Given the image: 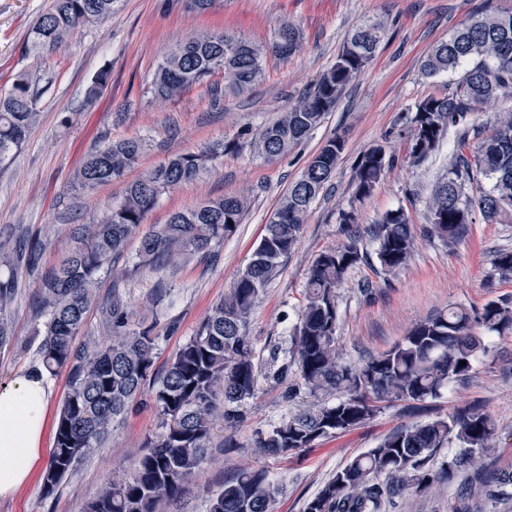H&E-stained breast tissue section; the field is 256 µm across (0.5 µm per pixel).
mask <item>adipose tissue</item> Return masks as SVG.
<instances>
[{
    "mask_svg": "<svg viewBox=\"0 0 512 512\" xmlns=\"http://www.w3.org/2000/svg\"><path fill=\"white\" fill-rule=\"evenodd\" d=\"M51 398L52 387L39 370L0 384V498L20 491L41 460Z\"/></svg>",
    "mask_w": 512,
    "mask_h": 512,
    "instance_id": "ef3b65f1",
    "label": "adipose tissue"
}]
</instances>
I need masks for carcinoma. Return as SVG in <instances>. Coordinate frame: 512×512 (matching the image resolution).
Here are the masks:
<instances>
[{
  "instance_id": "1",
  "label": "carcinoma",
  "mask_w": 512,
  "mask_h": 512,
  "mask_svg": "<svg viewBox=\"0 0 512 512\" xmlns=\"http://www.w3.org/2000/svg\"><path fill=\"white\" fill-rule=\"evenodd\" d=\"M118 0H52L29 30L27 51L42 60L60 52L82 29L112 17ZM217 0H174L188 12L204 14ZM381 20L365 21L344 40L333 64L311 89L290 104L255 140V153L276 161L302 143L336 107L344 89L359 79L386 34ZM299 48L293 23L279 24L275 39L258 45L222 30L198 32L177 43L157 65L148 93L168 101L215 71H224L228 89L243 93L265 74L271 54L286 59ZM466 67L455 92L429 95L407 118L408 153L415 162L427 159L448 130H458V149L448 162L426 204L429 232L452 247L467 234L472 215L497 223L512 217V113L497 118L490 131L473 125V115L512 94V14L483 9L438 42L422 63L428 77ZM44 72L38 68L14 76L0 90V170L25 144L39 117ZM472 153L463 151L469 136ZM149 149L141 138L112 140L86 155L77 171L78 194L122 178ZM231 143L214 141L172 155L127 186L123 201L92 224L73 226L72 249L41 277L40 307L46 313L39 344L40 363L54 374L69 369L68 392L59 412L55 450L43 478V494L54 495L61 482L96 448H103L138 398L152 397L162 416V431L132 470L112 478L83 512H161L177 501L185 484L201 470L215 420L233 428L242 418L240 405L258 389L248 323L261 293L299 242L311 204L322 194L344 152L340 134L328 138L290 185L264 225L263 235L231 292L213 304L206 318L173 354L160 377L154 365L158 347L156 323L133 321L134 313L119 293L121 284L140 269L162 272L183 260L212 250L233 236L250 205L244 195L215 198L173 212L167 223L142 236L138 261L118 266L128 241L136 235L161 196L205 171L217 168ZM395 163L382 144L363 150L351 182L362 200ZM490 182L481 186V179ZM377 258L388 272L405 267L415 248V232L406 212H386L372 230ZM41 249L30 239L24 249L0 244V352L11 349L16 336L8 310L19 288V270L35 269ZM366 257L360 233H349L340 246L317 255L308 270L306 303L290 336L287 357L273 360L266 379L278 382L297 371L314 396L333 401L296 414L268 433L257 434L254 447L267 455L302 452L328 436L350 431L371 419L382 402L424 401L438 397L448 384L466 382L484 337L476 332L512 331V302L490 300L470 312L450 307L415 323L388 351L361 363L336 355V288L346 272ZM493 266L512 275V252L499 251ZM112 270V296L101 301L106 344L91 337L78 350L73 339L96 302V284L105 268ZM494 423L477 407H464L424 424L386 435L376 447L352 458L309 499L303 512H384L402 492H427L440 480L465 475L452 512H483L512 502V467L490 470L483 465L491 451ZM455 447L438 472L430 463L442 448ZM279 487L261 468H245L211 498L207 512H272Z\"/></svg>"
}]
</instances>
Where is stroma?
<instances>
[{"label": "stroma", "instance_id": "obj_1", "mask_svg": "<svg viewBox=\"0 0 512 512\" xmlns=\"http://www.w3.org/2000/svg\"><path fill=\"white\" fill-rule=\"evenodd\" d=\"M50 2L0 0V86L31 68L27 32ZM487 4L512 12V0H221L216 9L200 15L167 7L166 0H120L112 18L77 33L60 54L42 61L50 84L39 104V121L23 149L0 173V242L14 244L26 233L42 243L37 273L19 278L10 309L18 346L0 353V383L39 365L35 330L44 322L38 314L40 274L72 247L73 225L93 223L107 206L121 202L128 181L142 172L175 153L216 140L234 142L235 148L225 153L215 171L164 194L140 231L145 234L166 223L173 211L244 194L251 205L236 234L217 247L216 258H194L161 273L141 271L126 281L123 290L128 305L141 312L157 298L158 287L172 291V303L156 328L157 366H164L195 333L209 307L229 292L282 195L336 133L343 135L345 149L335 174L311 205L295 251L283 260L250 317L256 365L268 367L273 356L287 348L305 302L308 267L319 253L345 240V212L355 213L372 257L351 268L336 290V350L344 361L355 363L383 353L413 324L447 307L475 311L491 300L512 299V278L499 277L492 264L498 251L512 250V221L491 224L475 219L452 250L422 232L426 201L448 167L456 132H449L437 152L420 163L409 160L401 134L409 108L429 94L455 90L461 79L457 72L425 76L423 60L438 41ZM284 18L299 29L301 48L285 60L268 57L263 81L251 90L225 94L223 106H213L212 87L225 83L219 70L178 99L150 100L147 87L156 64L186 35L221 29L266 44ZM368 19L386 21L388 29L364 74L346 88L335 109L300 146L274 162L258 157L254 137L310 88L335 61L346 36ZM104 69L110 73L108 84L97 101L87 102L88 87ZM129 137L150 139V149L124 180L86 193L82 206L73 207V177L82 157L105 141ZM377 142L388 146L396 162L369 197L355 200L350 184L356 160ZM397 208L408 213L418 236L409 265L389 273L374 259L377 243L367 231L385 212ZM485 342L488 349L479 354L468 384H449L438 398L423 402L381 403L362 426L318 440L290 457L260 453L252 446L256 433L315 409L320 400L308 393L296 373L277 384L260 380L254 397L243 403V419L232 432L216 422L203 470L167 512H206L209 499L243 467L266 470L280 486L274 512H303L305 503L338 469L388 433L465 406L479 407L491 416V455L499 466L512 465V334H491ZM160 429L153 404L135 403L107 446L85 457L47 497L43 477L56 431L55 424H48L42 461L25 488L0 498V512H81L114 473L132 467ZM457 492V483L444 482L419 497L395 498L385 512H450Z\"/></svg>", "mask_w": 512, "mask_h": 512}]
</instances>
